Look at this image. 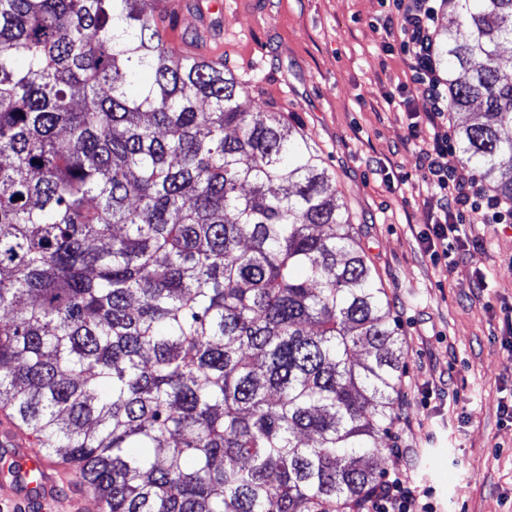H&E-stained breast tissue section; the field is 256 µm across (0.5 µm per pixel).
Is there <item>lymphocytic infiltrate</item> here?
Here are the masks:
<instances>
[{"label": "lymphocytic infiltrate", "instance_id": "1", "mask_svg": "<svg viewBox=\"0 0 512 512\" xmlns=\"http://www.w3.org/2000/svg\"><path fill=\"white\" fill-rule=\"evenodd\" d=\"M387 7L386 38L398 43L412 72L415 91L427 102L423 118L409 122L408 144L418 153L423 182L434 202L424 234L426 250L440 259L447 249L475 256L478 239L466 230L470 224L512 222V201L492 195L473 169L449 166L456 145L451 125L448 83L438 59L436 0H383ZM426 491L407 477L380 482L366 501V512H433Z\"/></svg>", "mask_w": 512, "mask_h": 512}]
</instances>
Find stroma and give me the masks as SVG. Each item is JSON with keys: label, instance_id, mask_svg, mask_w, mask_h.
<instances>
[{"label": "stroma", "instance_id": "stroma-1", "mask_svg": "<svg viewBox=\"0 0 512 512\" xmlns=\"http://www.w3.org/2000/svg\"><path fill=\"white\" fill-rule=\"evenodd\" d=\"M166 33L216 20L202 49L223 56L251 91L307 136L348 211L360 250L395 317L404 352L396 415L376 462L431 492L435 512H512V360L500 339L512 304V224H475L474 258L425 251L427 191L404 145L409 115L426 109L404 56L386 51L381 0H201ZM402 93L405 108L386 103ZM489 288L478 292L476 275Z\"/></svg>", "mask_w": 512, "mask_h": 512}]
</instances>
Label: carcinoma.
<instances>
[{"label":"carcinoma","instance_id":"1","mask_svg":"<svg viewBox=\"0 0 512 512\" xmlns=\"http://www.w3.org/2000/svg\"><path fill=\"white\" fill-rule=\"evenodd\" d=\"M151 2L0 0V411L98 512L349 509L404 365L386 293L308 138ZM445 3L458 150L512 200V0Z\"/></svg>","mask_w":512,"mask_h":512}]
</instances>
